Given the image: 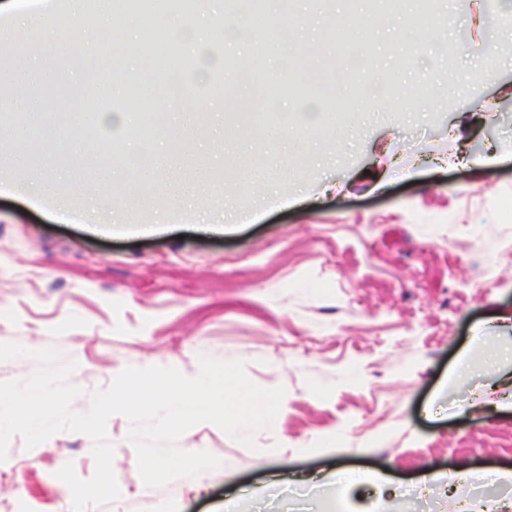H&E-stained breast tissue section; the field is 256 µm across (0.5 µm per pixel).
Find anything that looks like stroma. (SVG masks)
Returning <instances> with one entry per match:
<instances>
[{
  "label": "stroma",
  "mask_w": 512,
  "mask_h": 512,
  "mask_svg": "<svg viewBox=\"0 0 512 512\" xmlns=\"http://www.w3.org/2000/svg\"><path fill=\"white\" fill-rule=\"evenodd\" d=\"M349 16L344 36L327 28L324 0H279L272 17L299 14L309 48L286 57L267 42L228 53L221 44L189 47L191 82L225 80V61L298 81L304 70L340 67L349 111L327 107L328 89L302 88L259 109L252 83L229 86L223 107L169 104L168 72L114 40L87 18V53L73 57L58 82L68 100L53 113L26 83L24 61L0 43V69L11 74L0 96L23 94L29 112L0 122V173L17 183L113 184L120 224L92 231L58 222L38 200L0 193V343L25 356L0 361V382L29 379L28 353L47 347L75 362L71 409L90 411L97 391L125 368L173 367L188 377L203 356L240 360L255 385L284 387L277 426L247 447L202 423L177 441L207 451L220 469L146 486L123 415L107 421L120 490L84 512H317L334 494L340 512H386L371 477L398 488L400 512H458L488 470L501 471L512 498V411L494 409L512 371H494L489 349L512 351V267L495 288L474 287L478 263L512 248V0H435L446 29L427 51L406 44L426 16L404 0L374 37L370 65L389 94L363 92L344 64L346 40L359 39L373 0H334ZM481 44L477 53L469 44ZM410 64H403V57ZM137 64L151 83L108 91L110 75ZM433 87L416 95L418 70ZM456 81H449V74ZM120 112L122 125L104 117ZM203 126L205 138L175 147L174 125ZM315 126V160L284 159L283 126ZM112 142L100 155L85 130ZM151 166L119 156L142 151ZM196 178L197 206L219 211L232 201L236 223L203 232L167 204ZM154 191L144 194L142 184ZM94 442L62 431L33 449L13 435L0 462V512H73L57 473L73 464L95 472ZM356 481L345 487L343 471ZM433 471L438 481L421 489Z\"/></svg>",
  "instance_id": "1"
}]
</instances>
